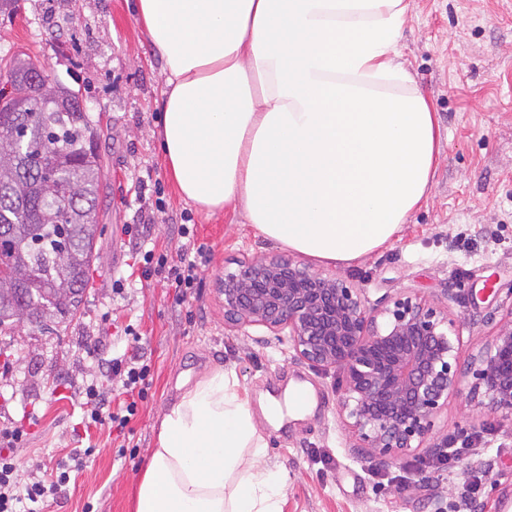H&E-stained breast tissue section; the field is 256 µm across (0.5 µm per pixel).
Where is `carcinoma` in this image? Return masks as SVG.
Wrapping results in <instances>:
<instances>
[{"label": "carcinoma", "instance_id": "cac0c4a2", "mask_svg": "<svg viewBox=\"0 0 512 512\" xmlns=\"http://www.w3.org/2000/svg\"><path fill=\"white\" fill-rule=\"evenodd\" d=\"M0 80V162L20 159L40 171L50 162V181L20 186L0 171V229L15 268H29L26 297L0 290V327L17 316L38 318L33 303L47 304L65 321L80 307L95 258V220L103 162L100 122L92 120L80 92L47 74L46 65L25 55L7 61Z\"/></svg>", "mask_w": 512, "mask_h": 512}]
</instances>
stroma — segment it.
I'll use <instances>...</instances> for the list:
<instances>
[{"label": "stroma", "instance_id": "35a3bbf8", "mask_svg": "<svg viewBox=\"0 0 512 512\" xmlns=\"http://www.w3.org/2000/svg\"><path fill=\"white\" fill-rule=\"evenodd\" d=\"M136 0H20L0 15V58L17 51L44 62L56 79L81 90L101 121L103 176L97 240L77 314L47 327L0 330V430L20 429L13 446L21 478L55 470L75 448L90 449L64 493L39 512H134L133 489L166 407L215 369L234 370L253 410L283 398L291 383L310 386L303 418L264 425L263 463L288 473L283 512H512V415L450 395L436 416L439 437L466 443L447 466L419 449L386 467L362 463L337 415L339 379L266 343L260 326L230 331L214 287L244 257L279 254L244 213H209L184 200L166 169L158 139L162 62L135 10ZM400 60L426 92L443 131L427 200L387 247L351 265H323L364 291L368 304L402 293H448V316L467 365L512 315V0H412L397 45ZM153 218L156 243L177 248L174 225L188 215L210 252L202 281L184 303L162 282L136 281L123 294L135 245L122 227L139 211ZM133 326L154 381L130 430L85 425L83 384L95 355L122 352Z\"/></svg>", "mask_w": 512, "mask_h": 512}]
</instances>
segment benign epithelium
Returning <instances> with one entry per match:
<instances>
[{"mask_svg": "<svg viewBox=\"0 0 512 512\" xmlns=\"http://www.w3.org/2000/svg\"><path fill=\"white\" fill-rule=\"evenodd\" d=\"M224 326H263L291 358L342 374L338 416L355 454L389 465L437 447L434 417L461 391L460 337L438 303L402 294L369 307L360 289L290 257L248 259L217 278ZM468 400L512 413V319L472 359Z\"/></svg>", "mask_w": 512, "mask_h": 512, "instance_id": "7a95c632", "label": "benign epithelium"}]
</instances>
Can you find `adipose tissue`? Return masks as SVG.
<instances>
[{"mask_svg":"<svg viewBox=\"0 0 512 512\" xmlns=\"http://www.w3.org/2000/svg\"><path fill=\"white\" fill-rule=\"evenodd\" d=\"M410 0H137L163 62V160L181 196L352 264L427 200L442 127L398 59ZM234 370L163 415L135 512H283L288 473Z\"/></svg>","mask_w":512,"mask_h":512,"instance_id":"obj_1","label":"adipose tissue"}]
</instances>
